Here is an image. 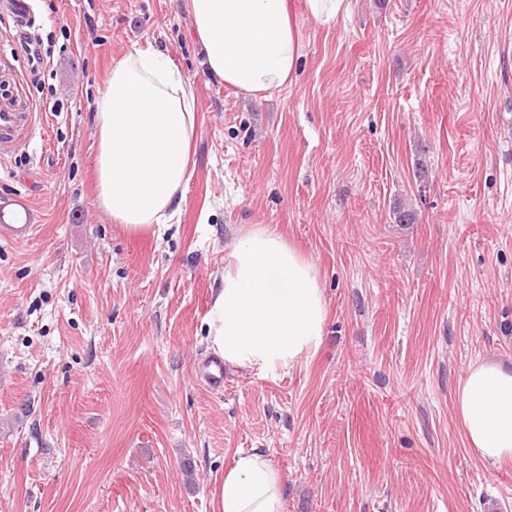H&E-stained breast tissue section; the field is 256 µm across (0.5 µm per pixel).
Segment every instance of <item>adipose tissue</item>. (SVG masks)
I'll return each instance as SVG.
<instances>
[{"label":"adipose tissue","mask_w":512,"mask_h":512,"mask_svg":"<svg viewBox=\"0 0 512 512\" xmlns=\"http://www.w3.org/2000/svg\"><path fill=\"white\" fill-rule=\"evenodd\" d=\"M207 73L260 95L289 83L299 36L287 0H188ZM193 84L163 52L132 49L115 61L95 113L97 203L138 232L171 224L191 178ZM327 304L316 265L275 229L242 233L224 261L206 316L208 352L243 373L287 371L323 343ZM455 412L485 463L512 459V368L469 365ZM217 512H283L282 480L259 449L237 453L216 490Z\"/></svg>","instance_id":"ef3b65f1"}]
</instances>
